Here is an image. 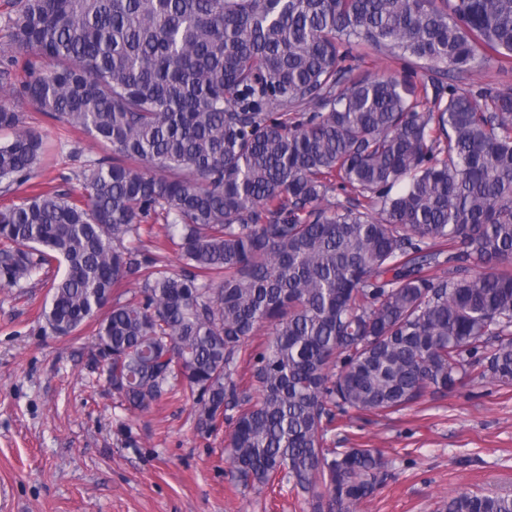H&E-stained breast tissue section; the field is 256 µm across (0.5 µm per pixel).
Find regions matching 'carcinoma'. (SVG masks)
Instances as JSON below:
<instances>
[{
	"mask_svg": "<svg viewBox=\"0 0 512 512\" xmlns=\"http://www.w3.org/2000/svg\"><path fill=\"white\" fill-rule=\"evenodd\" d=\"M13 2L28 76L0 65V97L112 154L84 161L79 199L0 208V287L64 266L43 317L67 335L107 309L94 348L128 409L179 380L199 429L237 410L243 488L286 482L311 512H358L387 463L325 447L336 418L512 385V91L355 74L365 49L440 76L512 58V0ZM0 130L9 195L46 135L3 105ZM150 218L179 266L122 247ZM124 279L142 298L112 299ZM444 512H512V495L462 489Z\"/></svg>",
	"mask_w": 512,
	"mask_h": 512,
	"instance_id": "carcinoma-1",
	"label": "carcinoma"
}]
</instances>
